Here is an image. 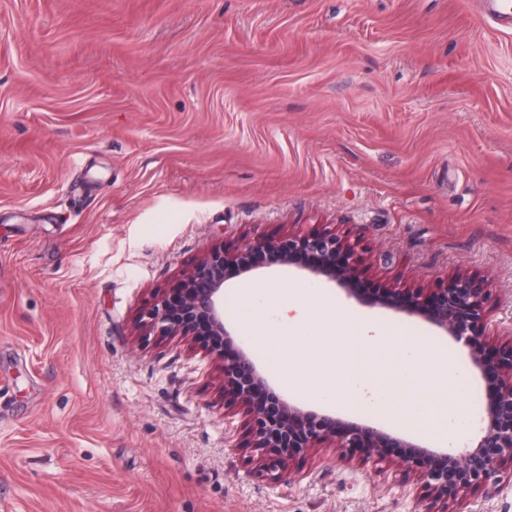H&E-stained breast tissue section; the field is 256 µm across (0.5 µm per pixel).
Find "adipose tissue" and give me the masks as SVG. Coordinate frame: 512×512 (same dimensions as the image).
Masks as SVG:
<instances>
[{
  "instance_id": "ef3b65f1",
  "label": "adipose tissue",
  "mask_w": 512,
  "mask_h": 512,
  "mask_svg": "<svg viewBox=\"0 0 512 512\" xmlns=\"http://www.w3.org/2000/svg\"><path fill=\"white\" fill-rule=\"evenodd\" d=\"M320 305L329 312L326 337L338 352V363L327 368L325 391L349 408L377 406L376 384L390 352V339L381 327L352 307H334L330 299Z\"/></svg>"
}]
</instances>
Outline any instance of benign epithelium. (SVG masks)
<instances>
[{
  "label": "benign epithelium",
  "mask_w": 512,
  "mask_h": 512,
  "mask_svg": "<svg viewBox=\"0 0 512 512\" xmlns=\"http://www.w3.org/2000/svg\"><path fill=\"white\" fill-rule=\"evenodd\" d=\"M363 252L362 236L326 230L254 238L232 249L213 246L174 285L156 291L140 315V329L147 336L188 339L222 362L224 401L243 417L247 447L256 452L252 462L260 474L286 478L297 460L322 445L358 452L364 460L384 457L387 448H403L402 466L424 485L425 512H461L463 494L487 488L500 468L512 465V336L497 337L494 355L486 352L491 292L484 279L456 274L429 293L393 283L374 294L375 303L408 309L464 343L473 366L493 375L494 402L476 445L464 451L430 450L376 426L347 425L333 415L305 411L270 390L248 353L224 356L230 340L224 323L227 269L242 275L269 264L292 265L328 276L354 295L364 272Z\"/></svg>",
  "instance_id": "7a95c632"
}]
</instances>
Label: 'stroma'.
Segmentation results:
<instances>
[{
    "label": "stroma",
    "instance_id": "stroma-1",
    "mask_svg": "<svg viewBox=\"0 0 512 512\" xmlns=\"http://www.w3.org/2000/svg\"><path fill=\"white\" fill-rule=\"evenodd\" d=\"M324 229L363 236L362 296L228 274L225 356L304 409L439 450L410 419L448 406L476 440L486 378L448 392L430 365L470 370L468 348L371 296L472 272L512 332V30L472 0H0V512H424L399 448L258 476L219 363L139 329L207 248ZM321 295L393 333L385 413L339 408L315 368L281 380L289 342L326 333ZM494 481L461 512H512V468Z\"/></svg>",
    "mask_w": 512,
    "mask_h": 512
}]
</instances>
